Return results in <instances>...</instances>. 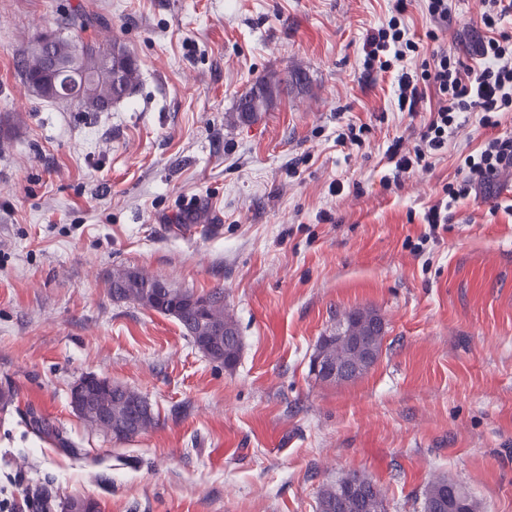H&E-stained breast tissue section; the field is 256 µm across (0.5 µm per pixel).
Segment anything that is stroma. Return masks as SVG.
Here are the masks:
<instances>
[{
    "label": "stroma",
    "mask_w": 512,
    "mask_h": 512,
    "mask_svg": "<svg viewBox=\"0 0 512 512\" xmlns=\"http://www.w3.org/2000/svg\"><path fill=\"white\" fill-rule=\"evenodd\" d=\"M83 7L88 36L136 58L134 93L103 112L37 98L20 51ZM427 40L424 0L401 18L420 42L405 70L446 51L478 67L483 0H448ZM391 0H0V501L84 496L101 512H318L348 471L387 512H423L429 479L479 512H512V170L428 209L495 130L467 113L425 171L397 175L394 138L419 140L434 92L399 111L390 75L365 63ZM298 82L254 121L239 99L269 73ZM359 131L352 144L350 131ZM447 200V199H446ZM219 292L241 351L234 368L179 322L113 300L112 273ZM384 323L375 365L324 383L310 361L340 316ZM95 374L140 393L152 427L118 442L88 426L70 390ZM47 417L72 455L26 424Z\"/></svg>",
    "instance_id": "stroma-1"
}]
</instances>
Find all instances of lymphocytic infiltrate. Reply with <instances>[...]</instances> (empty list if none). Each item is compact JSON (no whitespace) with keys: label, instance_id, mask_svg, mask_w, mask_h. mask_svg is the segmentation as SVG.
Here are the masks:
<instances>
[{"label":"lymphocytic infiltrate","instance_id":"obj_1","mask_svg":"<svg viewBox=\"0 0 512 512\" xmlns=\"http://www.w3.org/2000/svg\"><path fill=\"white\" fill-rule=\"evenodd\" d=\"M409 0H395L394 15L387 27L371 34L366 44L365 62L378 72H390L395 61L407 53L418 52V42L406 38L400 27V15L408 9ZM512 12V0H490V7L480 19L490 36L481 43V66L473 70L447 53H433L421 73H398L397 103L400 111L415 113L427 90H434L437 103L420 132V142L412 150H404L394 141L387 157L397 173L428 169L433 156L448 146V130L461 115L473 110L481 114V124L496 128L504 114L512 112V35L498 31L502 16ZM512 169V137L487 138L480 151L464 160V175L445 189L450 199L470 196L499 171Z\"/></svg>","mask_w":512,"mask_h":512}]
</instances>
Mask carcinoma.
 Wrapping results in <instances>:
<instances>
[{
	"label": "carcinoma",
	"instance_id": "carcinoma-1",
	"mask_svg": "<svg viewBox=\"0 0 512 512\" xmlns=\"http://www.w3.org/2000/svg\"><path fill=\"white\" fill-rule=\"evenodd\" d=\"M99 23V19L83 10H72L65 19L63 29L72 32V36L59 35L54 44V53L61 60H70L80 56L81 65L90 73V79L81 87L75 107L82 112H92L97 103L101 101L115 102L131 95L140 79L137 60L126 47L113 40L99 42L95 39H85L82 33ZM112 58L128 60L127 66L120 76H115L112 67L102 61L107 53ZM43 52L41 36L34 37L25 49L19 54L17 73L21 82L30 92L44 100H54L47 90V82H37L44 75ZM287 87V80L276 72H272L255 83L251 90L239 100L237 105L238 119L245 123L251 121L259 112L268 111L275 99ZM112 298L117 301L132 302L142 307L153 309L163 314H172L186 330L194 343L209 345L206 356L210 360L232 368L236 365L241 340L239 329L233 318L224 313V302L220 293H212L214 300L203 308L193 306V300L198 294L189 289L177 288L171 298L157 299L144 290V275L131 270H118L112 273L109 285ZM224 326V336L213 340L211 330L213 326ZM112 419L123 420L126 404L134 400H143V397L122 386L112 389ZM32 429L41 435L52 436L63 450L75 454L72 442L60 435L45 418L31 415ZM357 477L363 487L362 512H386L384 497L376 482L369 476L354 472L336 480V483L327 486L320 494L319 512H336V502L348 488L351 477ZM452 482L444 478L429 480L424 488V512H477L475 501L467 494L455 499L449 493Z\"/></svg>",
	"mask_w": 512,
	"mask_h": 512
}]
</instances>
